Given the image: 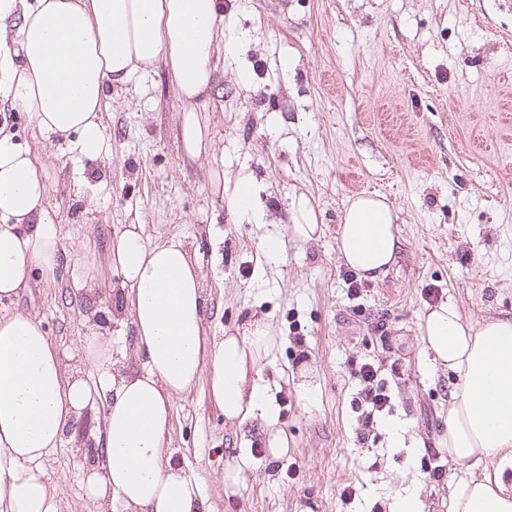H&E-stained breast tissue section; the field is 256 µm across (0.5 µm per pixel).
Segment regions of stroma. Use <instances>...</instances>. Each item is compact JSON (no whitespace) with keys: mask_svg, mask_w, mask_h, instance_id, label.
Instances as JSON below:
<instances>
[{"mask_svg":"<svg viewBox=\"0 0 512 512\" xmlns=\"http://www.w3.org/2000/svg\"><path fill=\"white\" fill-rule=\"evenodd\" d=\"M224 39L234 49L215 51L198 106L213 152L196 159L162 67L107 86L93 163L0 100V132L29 151L62 248L55 280L0 301V314H36L67 375L96 377L84 352L96 333L112 340L115 376L140 371L103 245L142 225L148 245L177 242L199 260L208 338L262 317L276 339L258 373L267 404L244 423L225 419L204 377L173 404L170 462L205 512H393L410 493L416 512H448L451 483L470 473L430 454L444 447L452 376L419 324L444 302L475 323L512 315V0H235ZM218 159L262 185L268 223L234 221ZM375 193L398 214L401 247L384 277L353 288L336 229L352 199ZM302 198L320 236L266 258L270 221L289 222ZM91 244L99 282L79 288L70 270ZM365 362L390 397L369 427L352 375ZM101 416L82 417L44 462L59 512H123L81 483Z\"/></svg>","mask_w":512,"mask_h":512,"instance_id":"obj_1","label":"stroma"}]
</instances>
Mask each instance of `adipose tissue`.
I'll return each instance as SVG.
<instances>
[{
	"label": "adipose tissue",
	"mask_w": 512,
	"mask_h": 512,
	"mask_svg": "<svg viewBox=\"0 0 512 512\" xmlns=\"http://www.w3.org/2000/svg\"><path fill=\"white\" fill-rule=\"evenodd\" d=\"M224 10V0H0V97L30 113L40 130L73 138V151L93 162L105 151L106 86L162 66L184 104V151L209 154L196 105L212 84ZM221 192L235 216L264 223L251 174L238 173ZM395 220L378 196L355 198L345 209L338 252L359 277L387 274L400 245ZM107 257L129 289L146 361L108 400L84 490L125 512H200L198 484L166 459L173 402L205 375L225 418L246 420L265 403L249 371L274 338L259 318L243 332L208 340L199 263L181 244L148 246L141 226L131 224L110 240ZM59 266L46 187L28 151L0 136V300L28 288L33 273L55 278ZM419 329L434 365L454 375L448 457L475 472L452 487L448 512H512V317L474 324L447 302L425 313ZM86 354L98 380L67 376L35 315H0V512H58L42 464L111 377L108 339L88 337Z\"/></svg>",
	"instance_id": "1"
}]
</instances>
